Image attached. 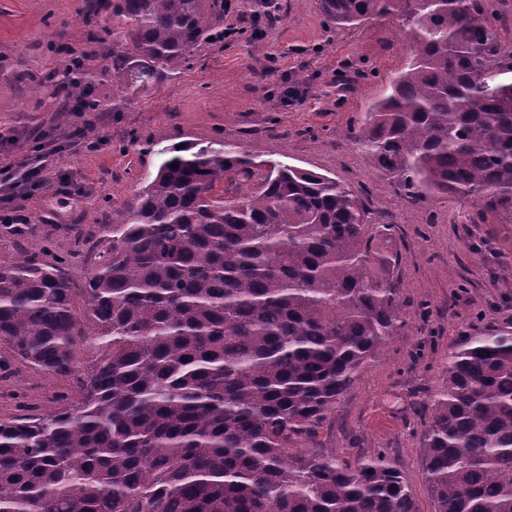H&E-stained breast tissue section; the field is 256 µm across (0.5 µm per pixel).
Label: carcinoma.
I'll use <instances>...</instances> for the list:
<instances>
[{
  "label": "carcinoma",
  "mask_w": 512,
  "mask_h": 512,
  "mask_svg": "<svg viewBox=\"0 0 512 512\" xmlns=\"http://www.w3.org/2000/svg\"><path fill=\"white\" fill-rule=\"evenodd\" d=\"M112 71L62 74L87 112L112 75L137 91L224 38V0H112ZM334 25L392 16L413 60L350 139L408 201L512 212V34L491 0H321ZM87 247L0 265V342L76 375L79 398L0 420V512H417L384 448H308L328 411L406 328L363 204L333 178L172 146ZM178 163L176 168L170 164ZM259 191L224 202V177ZM95 263L82 287L71 264ZM90 354L81 367L77 351ZM429 405L434 512H512V331L466 336Z\"/></svg>",
  "instance_id": "1"
}]
</instances>
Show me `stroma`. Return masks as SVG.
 <instances>
[{"label": "stroma", "instance_id": "35a3bbf8", "mask_svg": "<svg viewBox=\"0 0 512 512\" xmlns=\"http://www.w3.org/2000/svg\"><path fill=\"white\" fill-rule=\"evenodd\" d=\"M88 0H0V160L17 175L35 167L42 137L58 139L55 167L68 196L0 186V262L50 241L70 250L77 234L99 235L112 207L140 191L160 149L224 145L256 164L281 162L336 178L370 210L372 223L398 226L384 241L399 260L405 330L337 401L314 443L353 461L386 449L419 512L433 501L424 480V408L442 391L448 356L461 337L512 327V216L480 215L469 199L434 195L409 203L349 141L372 103L410 62L409 36L378 18L334 26L319 0H224L223 41L197 49L189 64L122 97L96 83L101 112L68 111L58 78L84 29ZM93 124L95 152L68 141ZM73 377H51L0 344V418L43 415L77 397Z\"/></svg>", "mask_w": 512, "mask_h": 512}]
</instances>
